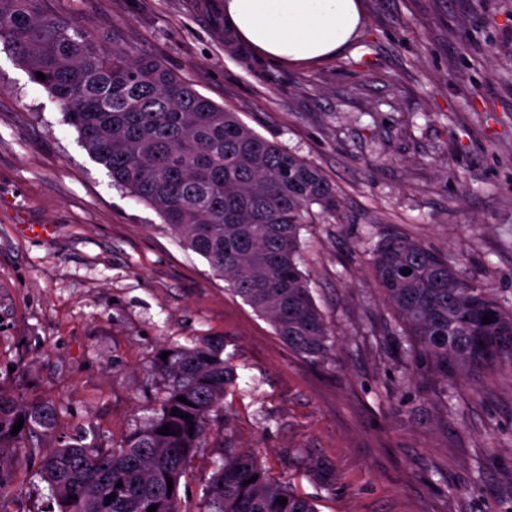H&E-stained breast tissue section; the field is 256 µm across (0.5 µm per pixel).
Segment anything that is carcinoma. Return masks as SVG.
Returning <instances> with one entry per match:
<instances>
[{
	"instance_id": "1",
	"label": "carcinoma",
	"mask_w": 512,
	"mask_h": 512,
	"mask_svg": "<svg viewBox=\"0 0 512 512\" xmlns=\"http://www.w3.org/2000/svg\"><path fill=\"white\" fill-rule=\"evenodd\" d=\"M38 2L0 0V41L59 103L85 149L290 349L311 363L329 360L332 332L301 269L300 232L314 205L338 217L336 189L318 168L255 132L155 57L115 41L96 44L72 20L40 14ZM370 264L403 326L408 352L443 382L450 374L512 362V308L466 280L448 256L392 235L373 248ZM486 315L488 324L482 323ZM163 351L160 408L117 448L76 440L43 454L40 441L55 432L58 403L0 390V497L7 490L5 463L31 458L58 512H147L154 504L156 512H185L181 480L192 457L208 446L211 415L237 374L222 339L169 343ZM21 418L22 429L11 435ZM166 424L174 434L158 433ZM305 469L323 487L336 481L311 459ZM203 501L204 512H317L312 500L271 480L254 455L237 448L219 452Z\"/></svg>"
}]
</instances>
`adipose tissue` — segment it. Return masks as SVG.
<instances>
[{"label":"adipose tissue","mask_w":512,"mask_h":512,"mask_svg":"<svg viewBox=\"0 0 512 512\" xmlns=\"http://www.w3.org/2000/svg\"><path fill=\"white\" fill-rule=\"evenodd\" d=\"M363 20L360 0H224V23L237 41L276 63L330 57Z\"/></svg>","instance_id":"obj_1"}]
</instances>
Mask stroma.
Wrapping results in <instances>:
<instances>
[{"instance_id": "stroma-1", "label": "stroma", "mask_w": 512, "mask_h": 512, "mask_svg": "<svg viewBox=\"0 0 512 512\" xmlns=\"http://www.w3.org/2000/svg\"><path fill=\"white\" fill-rule=\"evenodd\" d=\"M336 57L274 65L224 24V0H39L91 39L158 58L320 169L341 216L300 237L336 336L305 361L208 262L116 187L59 104L0 42V387L58 401L45 448L118 444L155 415L164 342L224 341L238 373L180 485L184 512L220 445L253 452L318 512H512V363L441 382L398 345L368 253L416 239L512 308V0H363ZM336 474L327 489L296 453ZM37 463L7 512H52Z\"/></svg>"}]
</instances>
